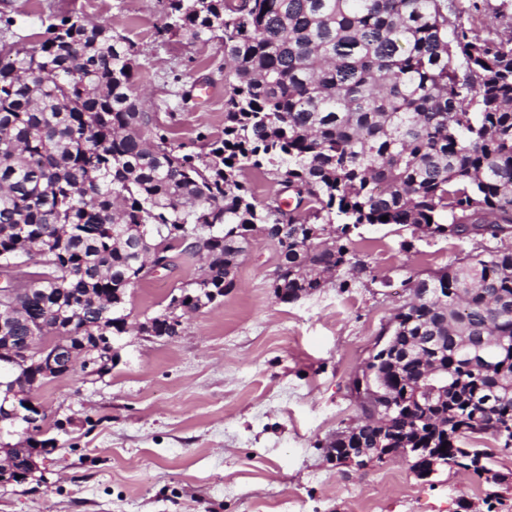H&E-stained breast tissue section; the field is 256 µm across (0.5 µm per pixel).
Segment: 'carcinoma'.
Wrapping results in <instances>:
<instances>
[{"mask_svg":"<svg viewBox=\"0 0 512 512\" xmlns=\"http://www.w3.org/2000/svg\"><path fill=\"white\" fill-rule=\"evenodd\" d=\"M158 32L217 40L228 89L224 137L183 153L137 92L126 38L80 18L28 50L0 46V261L19 297L12 335L63 328L110 373L126 333L127 290L145 244L170 240L203 262L166 308L199 310L235 285L255 233L277 248L272 288L315 294L355 269L350 235L381 223L430 237L501 242L415 287L384 330L422 356L382 362L374 389L411 396L384 421L361 402L359 445L481 476L512 451V38L448 22V0H166ZM275 177L262 201L239 180ZM292 200L285 210L281 193ZM149 335H171L158 314ZM437 336L439 340L432 341ZM28 383L62 376L16 370ZM26 471L42 427L16 423ZM488 438L495 443L466 446Z\"/></svg>","mask_w":512,"mask_h":512,"instance_id":"carcinoma-1","label":"carcinoma"}]
</instances>
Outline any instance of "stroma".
<instances>
[{
    "label": "stroma",
    "instance_id": "stroma-1",
    "mask_svg": "<svg viewBox=\"0 0 512 512\" xmlns=\"http://www.w3.org/2000/svg\"><path fill=\"white\" fill-rule=\"evenodd\" d=\"M480 33H512V0H454ZM165 0H0V42L29 48L49 25L78 17L134 47L137 85L175 144L224 132L227 81L218 41L158 34ZM350 249L367 267L351 287L328 284L294 302L275 297L276 247L258 236L236 285L185 316L173 338L139 334L200 261L170 267L127 291L130 326L111 373L68 374L35 393L57 440L41 481L0 485V512H512V488L446 468L431 481L394 459L359 473L330 459L357 423L354 379L412 284L479 253V240L365 225Z\"/></svg>",
    "mask_w": 512,
    "mask_h": 512
}]
</instances>
